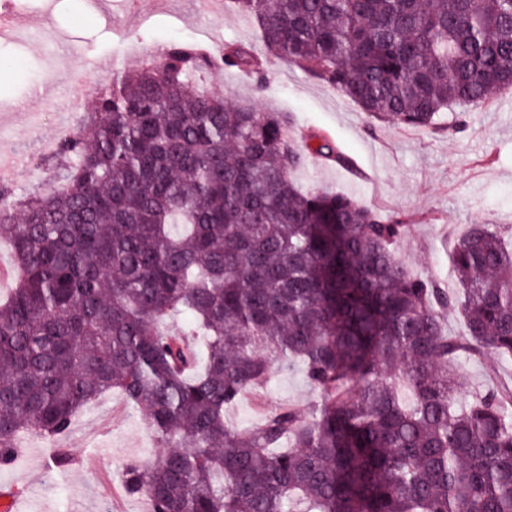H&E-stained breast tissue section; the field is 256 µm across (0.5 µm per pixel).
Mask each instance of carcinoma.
<instances>
[{"instance_id":"1","label":"carcinoma","mask_w":512,"mask_h":512,"mask_svg":"<svg viewBox=\"0 0 512 512\" xmlns=\"http://www.w3.org/2000/svg\"><path fill=\"white\" fill-rule=\"evenodd\" d=\"M271 57L379 122L442 130L449 108L512 89V0H225ZM224 67L269 80L225 46ZM189 44L101 87L60 173L0 187V464L54 439L112 390L160 448L121 479L151 512H512V385L460 405L463 352L512 357V243L471 224L454 292L412 274L404 232L350 196L300 188L312 157L285 112L193 90ZM457 313L464 333L443 331ZM302 364L320 403L231 419L274 368Z\"/></svg>"}]
</instances>
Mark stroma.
<instances>
[{"instance_id":"obj_1","label":"stroma","mask_w":512,"mask_h":512,"mask_svg":"<svg viewBox=\"0 0 512 512\" xmlns=\"http://www.w3.org/2000/svg\"><path fill=\"white\" fill-rule=\"evenodd\" d=\"M15 15L18 32L0 35V61L8 63L0 80V150L24 162L16 182L20 194L49 182L57 160L43 144L79 122L53 97H36V88L65 91L75 71L91 84L110 83L114 70L128 68L124 43L130 37L148 55L172 42L211 54L229 43L261 56L267 52L250 17L228 10L204 17L195 0H20ZM203 81L222 99L254 97L259 108L290 113L300 136L314 133L335 142L351 168L314 158L296 172L297 183L356 196L388 219H403L397 255L415 275L454 288L449 258L468 225L512 230V89L461 115L460 129L449 134L375 121L335 88L282 63L259 97L249 77L235 70H209ZM459 374L472 398L512 384V359L466 355ZM318 399L302 368L294 366L274 373L260 397H245L232 418L247 427L283 405L308 412ZM22 440L26 455L0 468V488L21 491L22 512H149L146 499L123 492L119 473L128 460L152 458L156 441L144 414L121 393L90 403L61 438L29 433ZM54 447L69 457L64 470L50 465Z\"/></svg>"}]
</instances>
